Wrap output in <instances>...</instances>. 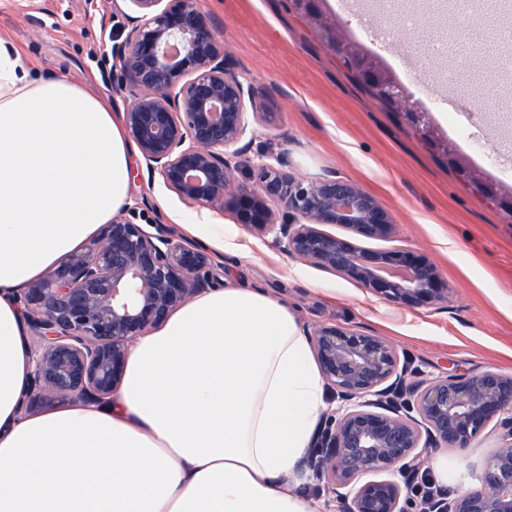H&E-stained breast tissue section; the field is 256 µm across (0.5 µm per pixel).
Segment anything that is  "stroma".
<instances>
[{"label":"stroma","mask_w":512,"mask_h":512,"mask_svg":"<svg viewBox=\"0 0 512 512\" xmlns=\"http://www.w3.org/2000/svg\"><path fill=\"white\" fill-rule=\"evenodd\" d=\"M235 72L251 87L258 115L247 160H282L286 171L345 176L389 212L390 237L370 250L401 248L424 256L448 286L446 303L409 309L350 278L290 257L273 234L236 223L232 203L213 209L225 239L249 243L241 256L216 254L225 273L288 304L304 330L340 324L384 338L407 366L409 401L428 378L492 370L512 376V219L474 196L444 151L424 141L400 110L367 93L343 66L336 42L304 19L294 0H200ZM126 0H0V39L40 75L86 81L105 90L112 46L129 30ZM459 100L449 108L476 134L486 132L495 94L458 70ZM130 199L139 224L172 223L196 204L167 189L137 158ZM505 433L488 427L465 450L439 444L450 496L480 479Z\"/></svg>","instance_id":"obj_1"}]
</instances>
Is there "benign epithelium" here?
I'll use <instances>...</instances> for the list:
<instances>
[{
    "mask_svg": "<svg viewBox=\"0 0 512 512\" xmlns=\"http://www.w3.org/2000/svg\"><path fill=\"white\" fill-rule=\"evenodd\" d=\"M132 27L118 58L119 91L131 92L123 120L130 138L179 198L202 207L234 202L236 223L276 232L288 255L359 282L411 308L443 303L448 288L426 259L402 249L370 252L321 229L347 227L357 238H386L392 216L350 179L330 172L305 178L270 161L236 173L249 133L251 90L233 71L199 0H127ZM357 77L401 109L421 134L411 96L390 85L371 61L341 49ZM478 197L512 217V200L496 196L475 173L459 172ZM222 266L188 245L165 224H136L123 215L101 227L23 294L32 349V387L38 400L98 403L120 384L129 343L164 322L210 285ZM323 377L351 401L331 420L329 451L309 462L340 494V512H408L392 475L420 470L432 442L471 445L492 422L512 416V377L487 371L429 379L417 397L421 422L368 409L369 396L396 374V349L379 336L340 325L309 331ZM381 480L362 481L370 474ZM434 512H512V426L488 457L480 486Z\"/></svg>",
    "mask_w": 512,
    "mask_h": 512,
    "instance_id": "7a95c632",
    "label": "benign epithelium"
}]
</instances>
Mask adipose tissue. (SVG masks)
I'll use <instances>...</instances> for the list:
<instances>
[{
  "instance_id": "1",
  "label": "adipose tissue",
  "mask_w": 512,
  "mask_h": 512,
  "mask_svg": "<svg viewBox=\"0 0 512 512\" xmlns=\"http://www.w3.org/2000/svg\"><path fill=\"white\" fill-rule=\"evenodd\" d=\"M111 99L0 41V512H324L302 490L324 379L295 312L232 281L134 339L106 402L25 414L19 296L129 200Z\"/></svg>"
}]
</instances>
